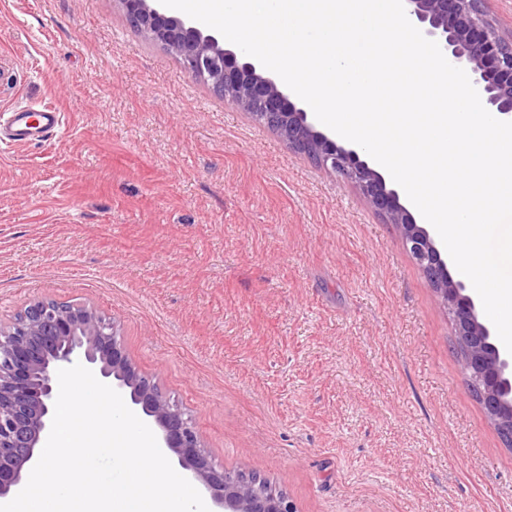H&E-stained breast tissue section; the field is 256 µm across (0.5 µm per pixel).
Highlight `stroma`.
Instances as JSON below:
<instances>
[{"label":"stroma","instance_id":"stroma-1","mask_svg":"<svg viewBox=\"0 0 512 512\" xmlns=\"http://www.w3.org/2000/svg\"><path fill=\"white\" fill-rule=\"evenodd\" d=\"M0 321L114 318L213 460L298 512H512V448L446 310L350 182L136 31L119 0H0ZM8 141L12 145H24L58 133L64 118L55 108L41 104H29L10 113Z\"/></svg>","mask_w":512,"mask_h":512}]
</instances>
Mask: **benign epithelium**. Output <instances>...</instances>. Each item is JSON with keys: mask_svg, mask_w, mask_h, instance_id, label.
I'll return each mask as SVG.
<instances>
[{"mask_svg": "<svg viewBox=\"0 0 512 512\" xmlns=\"http://www.w3.org/2000/svg\"><path fill=\"white\" fill-rule=\"evenodd\" d=\"M129 22L204 80L240 112H255L288 143L322 168L353 183L363 198L400 233L404 250L423 271L452 314L456 339L468 346L471 381L502 436L512 438V354L502 351L480 320L466 286L448 271L430 231L417 224L399 193L361 159L318 129L312 109L250 61L224 49L219 38L162 12L157 0H120ZM408 16L436 41L446 59L466 71L484 107L512 117V40L501 37L484 0H405ZM76 363L115 389L156 436L167 459L208 494L214 512H296L293 502L246 474L217 465L192 416L141 373L126 353L119 326L88 306L55 300L27 305L0 324V500L19 492L40 457L58 395L57 371Z\"/></svg>", "mask_w": 512, "mask_h": 512, "instance_id": "7a95c632", "label": "benign epithelium"}]
</instances>
